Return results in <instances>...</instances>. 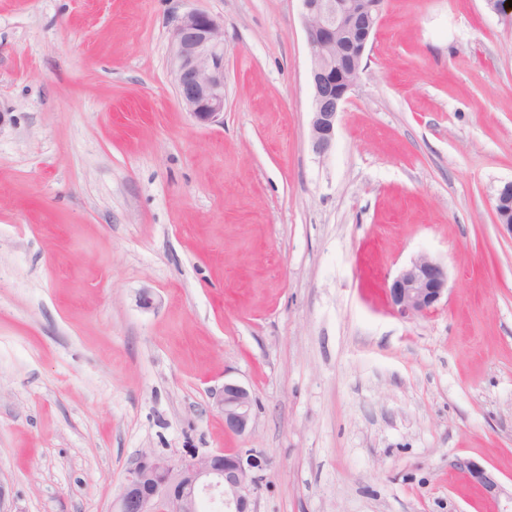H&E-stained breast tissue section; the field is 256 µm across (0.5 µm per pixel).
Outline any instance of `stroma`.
Wrapping results in <instances>:
<instances>
[{
  "label": "stroma",
  "instance_id": "stroma-1",
  "mask_svg": "<svg viewBox=\"0 0 512 512\" xmlns=\"http://www.w3.org/2000/svg\"><path fill=\"white\" fill-rule=\"evenodd\" d=\"M224 20V121L170 35ZM300 0H0V482L110 512L139 453L248 450L256 512H494L512 487V26L384 0L323 158ZM425 254L448 297L385 285ZM150 294L151 307L139 298ZM247 388L244 434L216 400ZM510 209L512 213V181H508L498 190L495 199V216L497 224L506 227L512 234V223L508 224ZM386 288L392 309L400 316L427 315L448 295V270L421 254L400 269ZM453 466L464 473L469 481L496 505V512L512 511V490L507 492L497 476L488 468L468 457H458ZM501 496L505 503L500 506Z\"/></svg>",
  "mask_w": 512,
  "mask_h": 512
}]
</instances>
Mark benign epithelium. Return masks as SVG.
Wrapping results in <instances>:
<instances>
[{"label": "benign epithelium", "mask_w": 512, "mask_h": 512, "mask_svg": "<svg viewBox=\"0 0 512 512\" xmlns=\"http://www.w3.org/2000/svg\"><path fill=\"white\" fill-rule=\"evenodd\" d=\"M310 57L312 86L311 151L322 158L334 146L336 120L364 70L363 59L378 25L383 0H300ZM486 5L512 25L508 0H486ZM224 21L201 10L178 18L171 34L170 67L177 97L198 124H220L224 119ZM512 181L498 190L497 224L512 232ZM448 294V270L421 254L387 284L394 312L402 317L433 312ZM224 412V430L241 435L252 420L248 389L224 383L218 398ZM453 466L496 505V512H512V492L497 476L468 457ZM259 467L253 454L220 450L194 453L178 459L152 450L142 451L126 471L113 512H201L207 498L224 512H252L257 484L251 471Z\"/></svg>", "instance_id": "benign-epithelium-1"}]
</instances>
